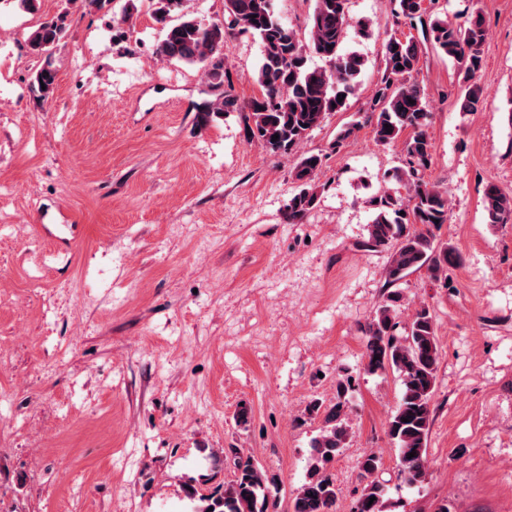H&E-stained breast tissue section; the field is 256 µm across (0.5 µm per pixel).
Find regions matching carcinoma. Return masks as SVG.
Here are the masks:
<instances>
[{"mask_svg": "<svg viewBox=\"0 0 512 512\" xmlns=\"http://www.w3.org/2000/svg\"><path fill=\"white\" fill-rule=\"evenodd\" d=\"M349 0H315L307 36L300 37L274 14L271 0H224V20L203 23L183 12L184 0H149L155 19L163 24L164 35L157 55L204 68L210 83L220 87L229 80L224 44L236 35L258 40L262 59L252 79L261 87V97L247 103L249 138L260 141L273 152L290 153L325 116L342 110L346 102L337 97L352 92L361 72L363 59L341 51L348 24ZM393 16L411 26L424 27L433 47L453 60L464 87L463 110L476 109L484 88L475 82L483 66V45L487 29L481 12L470 15L463 24L446 19L425 21L422 0H391ZM63 26L46 21L29 37L34 54L44 57L43 66L33 77V87L42 99L51 97L56 85L52 50L59 42ZM317 56L329 67L309 65ZM419 50L412 39L393 34L385 44L384 70L374 93L373 107L379 108L374 125L376 141L389 145L403 141L406 158V195L385 191L371 201L374 217L368 227L367 247L390 252L388 283L397 284L410 273L426 269L436 280L448 267L461 264L459 252L436 240L434 229L447 222L448 199L420 170L431 161V143L425 131L430 112L420 88L410 82L417 70ZM237 100L229 95L198 110V121L205 126L212 115L233 112ZM390 128H385V125ZM277 140H272L273 135ZM322 166L318 154L299 158L293 176L299 190L289 200L286 218L301 224L315 207L318 193L314 184ZM487 219L490 224L512 221V196L490 184L485 190ZM399 292L387 295L364 328L363 369L367 373L395 371L402 383L401 396L391 413L387 433L399 451L400 476L411 485L424 483L428 475L427 442L431 424V402L439 362L436 324L429 307L415 311L401 324L397 313ZM349 378L336 382L338 402L324 417L321 433L312 442V462L305 481L291 499L290 512H333L336 486L327 472L332 459L346 447L349 425L346 421V394ZM234 476L207 496H197L195 487L185 489L186 497L198 499L195 512H269L270 501L279 492V480L249 458L231 448ZM414 457H409V453ZM381 460L374 453L360 461L366 484L354 501V512H386V481L379 477Z\"/></svg>", "mask_w": 512, "mask_h": 512, "instance_id": "1", "label": "carcinoma"}]
</instances>
